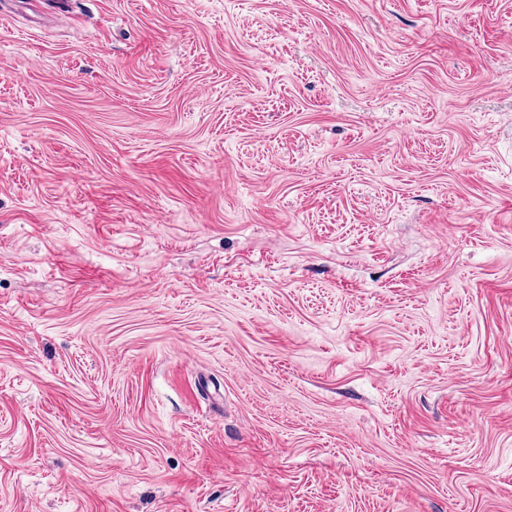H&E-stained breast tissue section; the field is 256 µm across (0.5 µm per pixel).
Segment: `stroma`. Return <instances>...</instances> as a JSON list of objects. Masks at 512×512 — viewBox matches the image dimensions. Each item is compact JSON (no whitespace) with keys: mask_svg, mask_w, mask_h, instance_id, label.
I'll return each instance as SVG.
<instances>
[{"mask_svg":"<svg viewBox=\"0 0 512 512\" xmlns=\"http://www.w3.org/2000/svg\"><path fill=\"white\" fill-rule=\"evenodd\" d=\"M0 512H512V0H0Z\"/></svg>","mask_w":512,"mask_h":512,"instance_id":"stroma-1","label":"stroma"}]
</instances>
